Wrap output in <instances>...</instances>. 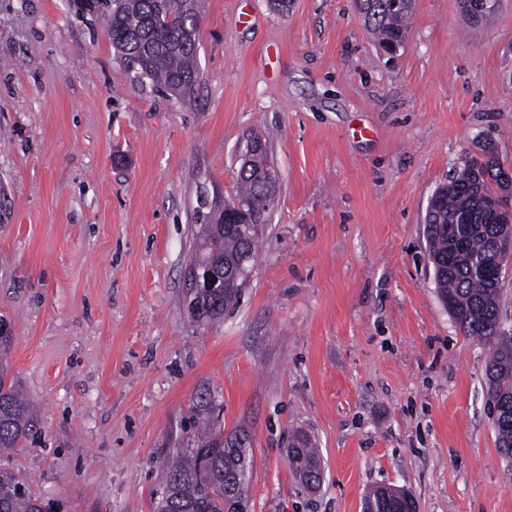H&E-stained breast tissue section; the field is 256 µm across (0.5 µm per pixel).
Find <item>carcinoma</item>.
<instances>
[{
    "label": "carcinoma",
    "mask_w": 512,
    "mask_h": 512,
    "mask_svg": "<svg viewBox=\"0 0 512 512\" xmlns=\"http://www.w3.org/2000/svg\"><path fill=\"white\" fill-rule=\"evenodd\" d=\"M76 11L101 21L112 47L130 73L150 79L160 87L181 94L195 85L198 38L197 9L189 0H73ZM363 15L368 34L380 45L407 39V20L413 0L395 6L393 0H367ZM264 158L239 166L237 189L231 206L248 214L251 229L242 235L225 223V210L197 211L202 243L198 254L224 261V273L235 270L243 259L254 260L258 226L271 201L259 180ZM512 188L505 170L492 150L481 160L465 165L459 175L436 190L437 203L427 212L429 256L439 263L435 282L448 313L467 336L489 346L486 375L489 395L501 411L494 419L499 453L508 456L512 447V336L501 329L500 286L505 278L492 263L495 248L512 240V223L497 220L489 199L509 201ZM242 284L230 282L216 297L191 294L189 303L201 306L202 321L224 317L241 297ZM8 366L0 360V452L19 446L34 427L33 409L15 380L8 379ZM242 449L225 452L224 431L211 428L194 436V447L177 449L164 464V484L158 512H224V487H232L237 505H248L249 478L236 480L242 468ZM288 463L308 487L317 485L320 460L307 439L296 438L288 449ZM365 512H412L417 508L408 492L378 486L365 500ZM0 512H55L25 488L20 476L0 467Z\"/></svg>",
    "instance_id": "obj_1"
}]
</instances>
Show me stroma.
<instances>
[{"instance_id": "obj_1", "label": "stroma", "mask_w": 512, "mask_h": 512, "mask_svg": "<svg viewBox=\"0 0 512 512\" xmlns=\"http://www.w3.org/2000/svg\"><path fill=\"white\" fill-rule=\"evenodd\" d=\"M198 81L129 74L70 0H0V321L35 428L4 461L62 512H155L205 397L250 463L248 512H512L485 360L441 302L425 215L492 143L512 169V0L473 25L414 0L380 51L354 0H198ZM268 138L276 194L238 305L192 319L201 198ZM303 434L323 479L301 486ZM307 439L297 437L293 446L288 449V463L299 480L308 487H314L319 482L314 473L321 471L320 460L313 448H307ZM312 480V482H311ZM393 487L378 486L365 500V512H416L413 496L406 492L393 490ZM409 495V498L408 496Z\"/></svg>"}]
</instances>
